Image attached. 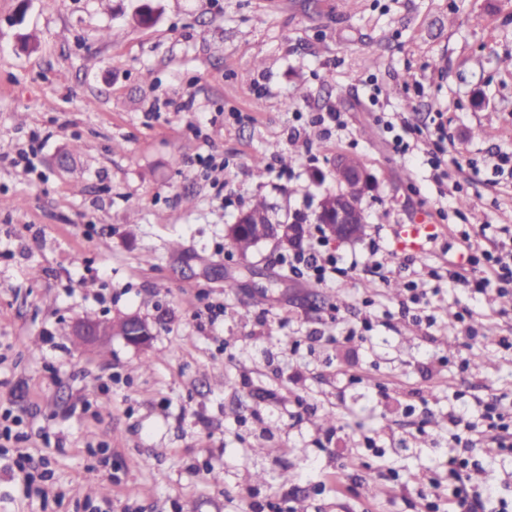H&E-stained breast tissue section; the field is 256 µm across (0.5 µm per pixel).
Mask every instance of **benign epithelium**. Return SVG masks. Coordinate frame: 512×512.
<instances>
[{
  "instance_id": "benign-epithelium-1",
  "label": "benign epithelium",
  "mask_w": 512,
  "mask_h": 512,
  "mask_svg": "<svg viewBox=\"0 0 512 512\" xmlns=\"http://www.w3.org/2000/svg\"><path fill=\"white\" fill-rule=\"evenodd\" d=\"M336 182L343 185V191L336 197V211H331L326 199H321L316 214V223L322 225L324 232L332 241H353L361 235L362 225L353 222L352 211L359 208L363 194L369 189V175L363 164L353 160L339 158L332 164ZM76 333L87 344H96L107 336L97 325L80 323ZM152 336L149 324L137 316L127 317V334L124 340L134 346L147 343Z\"/></svg>"
}]
</instances>
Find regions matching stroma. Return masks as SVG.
<instances>
[{
    "label": "stroma",
    "mask_w": 512,
    "mask_h": 512,
    "mask_svg": "<svg viewBox=\"0 0 512 512\" xmlns=\"http://www.w3.org/2000/svg\"><path fill=\"white\" fill-rule=\"evenodd\" d=\"M507 55L512 0H0V406L23 435L0 448V512H425L432 477L451 497V415L512 414V305L468 338L448 319L466 290L428 271L466 265L441 209L485 249L512 225ZM441 112L439 178L412 130ZM339 154L370 176L362 237L326 244L354 280L228 247L257 195L310 214L341 192ZM396 224L439 231L412 255ZM89 313L153 337L83 346ZM472 438V494L512 498V452ZM20 453L49 461L46 509L7 469ZM127 331L124 340L131 345L140 346L147 343L152 336V330L149 324L137 316L126 317Z\"/></svg>",
    "instance_id": "stroma-1"
}]
</instances>
